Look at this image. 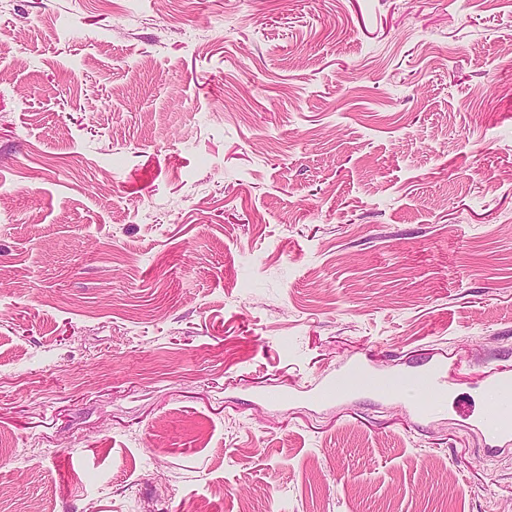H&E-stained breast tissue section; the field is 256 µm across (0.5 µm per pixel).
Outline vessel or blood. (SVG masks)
<instances>
[{"mask_svg":"<svg viewBox=\"0 0 512 512\" xmlns=\"http://www.w3.org/2000/svg\"><path fill=\"white\" fill-rule=\"evenodd\" d=\"M447 365L442 361H427L420 369L405 374H388L373 366L371 359H356L319 387L315 396L323 402L344 400L351 395L372 394L395 398L408 392L422 394L424 403L415 404L420 416H427L430 406L439 404L448 396ZM493 385L497 397L489 408L490 426L497 438L512 437V429L501 426L500 420L512 416V377L496 376Z\"/></svg>","mask_w":512,"mask_h":512,"instance_id":"b4317fda","label":"vessel or blood"}]
</instances>
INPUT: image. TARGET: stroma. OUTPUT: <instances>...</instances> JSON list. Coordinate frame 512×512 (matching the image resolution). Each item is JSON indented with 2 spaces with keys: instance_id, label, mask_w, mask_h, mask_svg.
I'll return each instance as SVG.
<instances>
[{
  "instance_id": "35a3bbf8",
  "label": "stroma",
  "mask_w": 512,
  "mask_h": 512,
  "mask_svg": "<svg viewBox=\"0 0 512 512\" xmlns=\"http://www.w3.org/2000/svg\"><path fill=\"white\" fill-rule=\"evenodd\" d=\"M0 43V512H512V0H0ZM365 355L446 404L313 400ZM493 385L497 391V398L489 406L490 426L497 436V440L509 439L512 437L511 427H503L500 419L506 416H512V377L509 375H499L493 380Z\"/></svg>"
}]
</instances>
